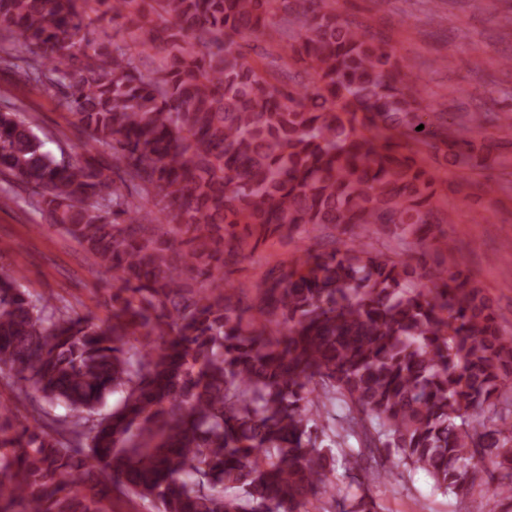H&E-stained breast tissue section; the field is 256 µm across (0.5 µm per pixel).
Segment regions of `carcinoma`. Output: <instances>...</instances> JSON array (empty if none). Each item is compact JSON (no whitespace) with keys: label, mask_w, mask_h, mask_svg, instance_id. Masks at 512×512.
Returning <instances> with one entry per match:
<instances>
[{"label":"carcinoma","mask_w":512,"mask_h":512,"mask_svg":"<svg viewBox=\"0 0 512 512\" xmlns=\"http://www.w3.org/2000/svg\"><path fill=\"white\" fill-rule=\"evenodd\" d=\"M301 2L0 0V44L85 136L58 158L0 112V175L116 282L101 322L0 273V373L36 402L23 424L0 402V512H109L114 492L158 512H380L369 485L418 471L512 500V336L462 270L418 271L450 215L410 147L482 168L479 133L512 138V118L448 121L368 27ZM279 11L301 89L245 50ZM293 228L329 249L268 267L245 302L246 240Z\"/></svg>","instance_id":"cac0c4a2"}]
</instances>
